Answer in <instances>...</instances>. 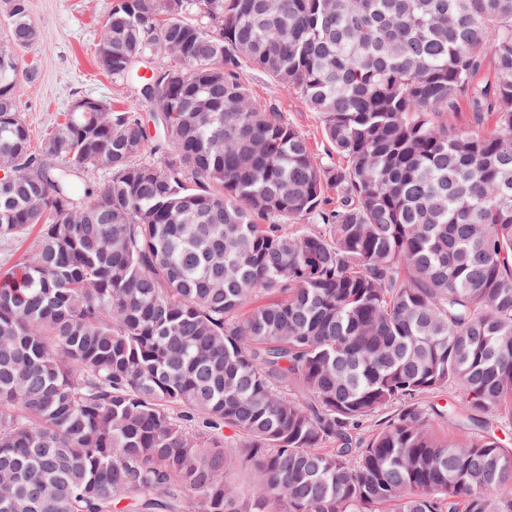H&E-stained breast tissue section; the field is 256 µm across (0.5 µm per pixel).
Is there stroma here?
<instances>
[{"instance_id": "1", "label": "stroma", "mask_w": 512, "mask_h": 512, "mask_svg": "<svg viewBox=\"0 0 512 512\" xmlns=\"http://www.w3.org/2000/svg\"><path fill=\"white\" fill-rule=\"evenodd\" d=\"M112 0H29V17L45 34L43 40L18 50L21 69L36 68V81L23 83L19 110L32 142L50 133L60 113L80 97L105 98L122 108L146 112V105L123 86L113 83L98 66L96 46ZM258 104H278L289 122L323 153L322 124L296 95L285 93L264 73L241 74Z\"/></svg>"}]
</instances>
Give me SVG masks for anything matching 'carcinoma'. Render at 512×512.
Segmentation results:
<instances>
[{"label": "carcinoma", "mask_w": 512, "mask_h": 512, "mask_svg": "<svg viewBox=\"0 0 512 512\" xmlns=\"http://www.w3.org/2000/svg\"><path fill=\"white\" fill-rule=\"evenodd\" d=\"M4 5L13 56L43 32ZM97 51L153 147L102 99L32 147L0 68V241L36 232L0 273V512H512V0H117ZM241 77L258 104H278L282 112L286 113L289 122L308 138L314 152L320 155L324 153L326 143L322 135L321 121L301 99L294 94L285 93L274 80L260 71L246 69Z\"/></svg>", "instance_id": "1"}]
</instances>
